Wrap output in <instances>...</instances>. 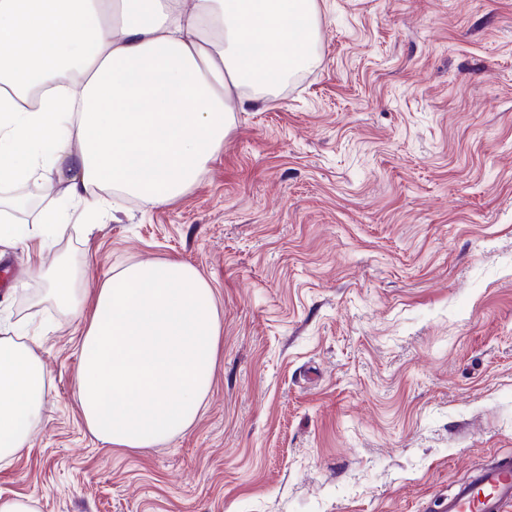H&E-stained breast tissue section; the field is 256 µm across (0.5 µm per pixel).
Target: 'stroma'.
<instances>
[{
  "mask_svg": "<svg viewBox=\"0 0 512 512\" xmlns=\"http://www.w3.org/2000/svg\"><path fill=\"white\" fill-rule=\"evenodd\" d=\"M319 61L237 112L186 194L0 245L49 395L0 498L37 512H433L512 454V0H319ZM178 259L222 333L192 429L115 448L77 399L81 327L39 302Z\"/></svg>",
  "mask_w": 512,
  "mask_h": 512,
  "instance_id": "stroma-1",
  "label": "stroma"
}]
</instances>
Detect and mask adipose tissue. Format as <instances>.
<instances>
[{
    "label": "adipose tissue",
    "mask_w": 512,
    "mask_h": 512,
    "mask_svg": "<svg viewBox=\"0 0 512 512\" xmlns=\"http://www.w3.org/2000/svg\"><path fill=\"white\" fill-rule=\"evenodd\" d=\"M318 0H0V186H42L98 206L116 189L146 206L186 193L220 151L234 104L314 66ZM0 199V242L48 244L62 210ZM42 297L83 325L77 388L89 430L152 448L195 423L213 384L221 325L209 283L177 259L110 270L94 302L65 260ZM29 330L0 311V460L40 422L45 367Z\"/></svg>",
    "instance_id": "obj_1"
}]
</instances>
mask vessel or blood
I'll return each mask as SVG.
<instances>
[{
	"label": "vessel or blood",
	"mask_w": 512,
	"mask_h": 512,
	"mask_svg": "<svg viewBox=\"0 0 512 512\" xmlns=\"http://www.w3.org/2000/svg\"><path fill=\"white\" fill-rule=\"evenodd\" d=\"M512 505V457L499 458L442 504L443 512H505Z\"/></svg>",
	"instance_id": "1"
}]
</instances>
